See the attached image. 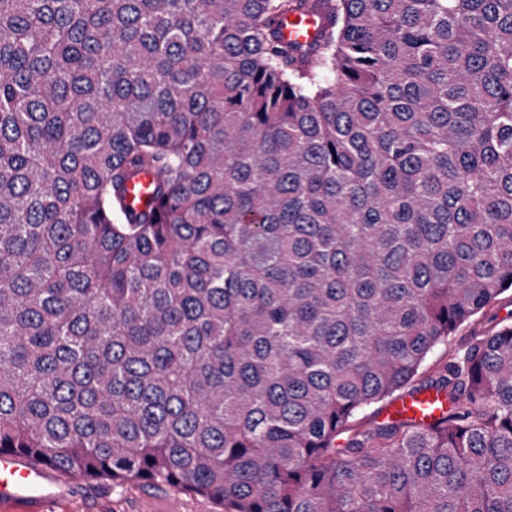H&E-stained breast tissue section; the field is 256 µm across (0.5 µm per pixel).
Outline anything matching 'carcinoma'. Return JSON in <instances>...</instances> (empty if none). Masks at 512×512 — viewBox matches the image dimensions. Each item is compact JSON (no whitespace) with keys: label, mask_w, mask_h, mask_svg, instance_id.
Here are the masks:
<instances>
[{"label":"carcinoma","mask_w":512,"mask_h":512,"mask_svg":"<svg viewBox=\"0 0 512 512\" xmlns=\"http://www.w3.org/2000/svg\"><path fill=\"white\" fill-rule=\"evenodd\" d=\"M508 290L512 0H0V453L224 512H512V323L419 379ZM319 22L312 16L291 17L284 24L282 32L286 39L312 42L318 34ZM447 410L448 402L436 391L427 390L414 396L407 395L396 400L384 411L382 419L407 415L425 422H433L439 419Z\"/></svg>","instance_id":"cac0c4a2"}]
</instances>
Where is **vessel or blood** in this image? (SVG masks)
Wrapping results in <instances>:
<instances>
[{
	"mask_svg": "<svg viewBox=\"0 0 512 512\" xmlns=\"http://www.w3.org/2000/svg\"><path fill=\"white\" fill-rule=\"evenodd\" d=\"M319 30L318 21L311 16L292 17L284 24L286 39L313 41ZM448 409L447 402L436 391L427 390L396 400L386 411L387 416L407 415L426 422L439 419ZM59 486L49 469L26 457L0 453V499L23 498L30 502L33 512H42L45 502L55 497Z\"/></svg>",
	"mask_w": 512,
	"mask_h": 512,
	"instance_id": "obj_1",
	"label": "vessel or blood"
}]
</instances>
